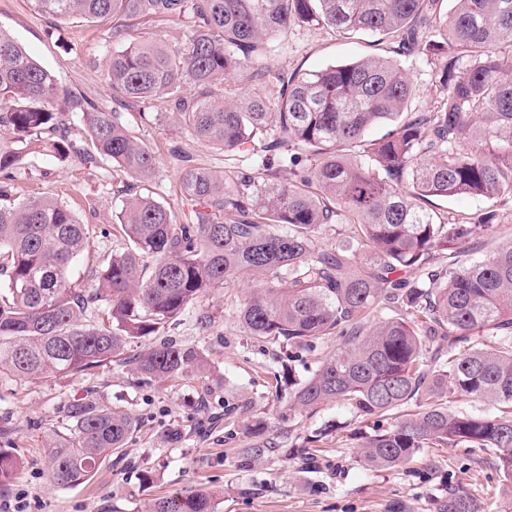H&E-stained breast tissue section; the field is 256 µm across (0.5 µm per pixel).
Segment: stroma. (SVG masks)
Segmentation results:
<instances>
[{
  "instance_id": "35a3bbf8",
  "label": "stroma",
  "mask_w": 512,
  "mask_h": 512,
  "mask_svg": "<svg viewBox=\"0 0 512 512\" xmlns=\"http://www.w3.org/2000/svg\"><path fill=\"white\" fill-rule=\"evenodd\" d=\"M111 29L80 18L54 19L35 11L30 0H0V30L53 72L61 90L107 110L122 109L128 126L155 155V175L141 181L115 169L104 174L77 162L61 166L50 157L31 156L0 196V206H7L51 195L90 225V253L70 275L79 288L89 284L99 257L125 247L114 225L126 188L190 215L194 204L180 190L185 165L173 146L199 167L228 174L239 166L234 155L197 142L163 116L159 101L118 106L107 78V60L116 48ZM388 51L368 36L342 40L327 28L305 26L294 28L258 63L273 72L306 73ZM403 65L415 87L412 110H433L439 61L412 56ZM497 208L501 220L495 230L462 244L461 261L480 259L512 238V198L502 197ZM256 287L249 276H239L160 329L159 338L204 354L211 365L208 380L184 375L161 381L109 364L70 377L0 381V423L13 429L10 438L0 437V448L21 461L5 493L24 492L38 503L37 512H143L151 500L196 485L214 491L216 512H438L453 487L481 501L492 499L490 512H506L512 499L503 493L492 451L426 448L406 464L376 470L359 461L360 439L392 425L399 413L361 419L340 402L308 413L290 411L291 385L306 380L342 340L331 336L307 350L250 336L237 312ZM203 312L213 317L206 331L198 325ZM90 389L133 415L139 429L92 481L59 487L49 477L44 436L66 426L68 404ZM174 430L179 440H170ZM316 431L321 441L308 442ZM146 471L154 476L148 484L141 480Z\"/></svg>"
}]
</instances>
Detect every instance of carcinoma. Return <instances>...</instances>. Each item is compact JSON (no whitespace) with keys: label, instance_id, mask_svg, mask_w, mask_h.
Segmentation results:
<instances>
[{"label":"carcinoma","instance_id":"1","mask_svg":"<svg viewBox=\"0 0 512 512\" xmlns=\"http://www.w3.org/2000/svg\"><path fill=\"white\" fill-rule=\"evenodd\" d=\"M66 19H190L184 39L145 44L112 28L122 48L107 76L129 102L163 98L198 141L249 164L228 181L188 167L184 193L195 202L181 223L149 197L126 198L115 229L127 241L77 289L73 263L89 251L90 225L51 196L0 207V379L73 376L114 364L160 380L209 374L205 356L168 339L136 356L127 345L158 332L201 295L246 274L262 289L238 313L252 336L313 347L328 336L343 346L290 394L292 408L344 401L358 418L414 401L416 414L364 436L359 461L405 464L424 448L494 450L512 485V240L466 268L439 260L499 223L489 206L479 223L450 221L435 199L493 201L512 194V0H31ZM322 25L349 38L371 34L393 58L369 56L314 73H259L267 93L243 105L201 94L248 67L294 26ZM434 30L431 37L423 36ZM442 60L433 112L409 110L415 89L399 58ZM80 110L87 145L65 114ZM91 167L115 163L149 177L154 155L124 114L60 90L54 75L0 31V176L12 180L28 156ZM286 182L265 178L275 161ZM346 217L349 240L316 248L325 227ZM422 270L425 277L407 276ZM105 306L108 324L90 317ZM389 309L390 317L379 313ZM459 396L486 409H451ZM52 432V482L91 481L121 454L138 428L94 391L67 407ZM17 461L0 450V485ZM204 486L171 492L146 512H214ZM464 490L448 491L440 512H483Z\"/></svg>","mask_w":512,"mask_h":512}]
</instances>
